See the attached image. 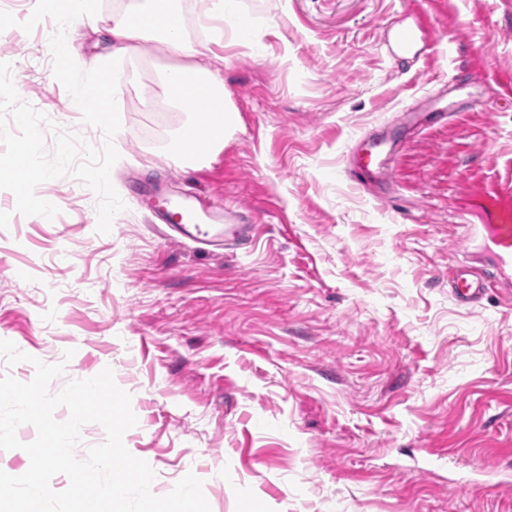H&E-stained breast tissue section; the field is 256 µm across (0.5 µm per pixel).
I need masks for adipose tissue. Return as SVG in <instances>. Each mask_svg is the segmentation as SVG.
<instances>
[{
  "label": "adipose tissue",
  "instance_id": "adipose-tissue-1",
  "mask_svg": "<svg viewBox=\"0 0 512 512\" xmlns=\"http://www.w3.org/2000/svg\"><path fill=\"white\" fill-rule=\"evenodd\" d=\"M108 33L112 53L116 56L136 53L147 34H159L167 51L181 60L180 65L168 70L161 82L162 96L167 101L182 105L187 94L191 93L200 100L218 105L219 111L207 129H200L198 122L191 121L178 130L174 141L176 154L184 159L194 158L189 138L199 130L204 133L208 149L223 148L238 123L237 113L220 72L212 68L207 54L185 38L173 0H144L135 15L114 17Z\"/></svg>",
  "mask_w": 512,
  "mask_h": 512
}]
</instances>
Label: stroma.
<instances>
[{
    "label": "stroma",
    "mask_w": 512,
    "mask_h": 512,
    "mask_svg": "<svg viewBox=\"0 0 512 512\" xmlns=\"http://www.w3.org/2000/svg\"><path fill=\"white\" fill-rule=\"evenodd\" d=\"M142 4L101 0L72 23L75 62L111 60L113 15ZM176 8L237 129L201 163L178 161L175 132L194 115L156 96L175 60L146 39L120 68L112 185L127 202L146 178L227 198L252 230L220 254L166 242L129 202L97 233L98 199L70 176L36 189L59 208L51 220L16 213L0 190V339L30 356L0 357V376L28 382L34 360L63 361L55 393L112 368L152 493L191 473L211 512H512V288L470 306L448 290L453 267L488 265L453 221L481 206L465 189L512 173V101L472 65L512 73V0H230L217 20L201 0ZM416 8L438 17L437 51L381 53ZM56 30L47 18L1 32L0 61L22 101L102 147L52 75ZM450 73L482 108L385 128ZM369 131L399 145L395 184L348 175Z\"/></svg>",
    "instance_id": "35a3bbf8"
}]
</instances>
